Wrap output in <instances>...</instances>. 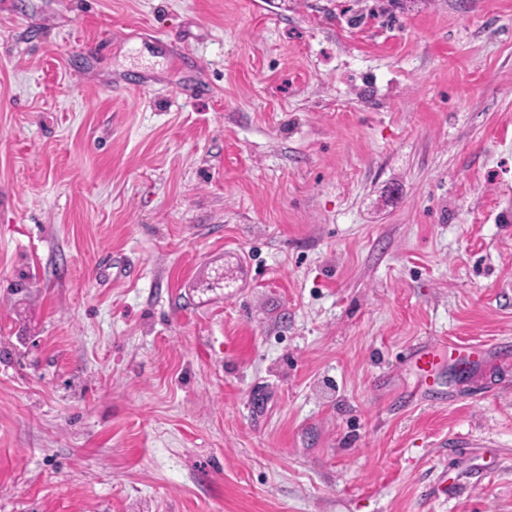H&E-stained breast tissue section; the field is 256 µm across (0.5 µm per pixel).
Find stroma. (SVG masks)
Here are the masks:
<instances>
[{
	"label": "stroma",
	"mask_w": 512,
	"mask_h": 512,
	"mask_svg": "<svg viewBox=\"0 0 512 512\" xmlns=\"http://www.w3.org/2000/svg\"><path fill=\"white\" fill-rule=\"evenodd\" d=\"M0 512H512V0H0ZM446 352V346H438L436 344H423L410 349L406 358L414 368L420 372L421 378L427 390L433 391V383L429 382V378H433L443 369L442 356Z\"/></svg>",
	"instance_id": "stroma-1"
}]
</instances>
